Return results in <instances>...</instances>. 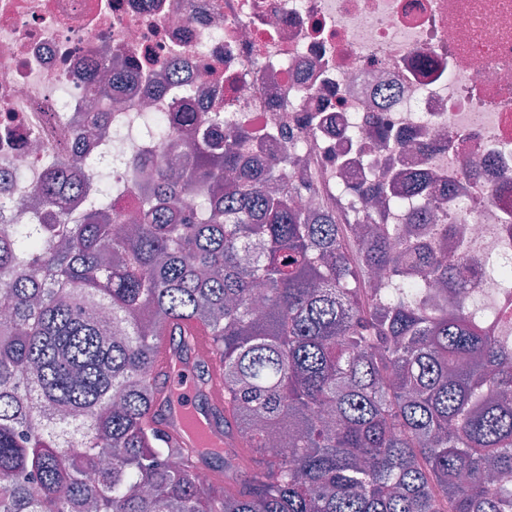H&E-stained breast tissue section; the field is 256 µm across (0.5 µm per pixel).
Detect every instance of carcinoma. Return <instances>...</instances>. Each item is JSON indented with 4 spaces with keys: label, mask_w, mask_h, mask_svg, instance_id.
I'll return each mask as SVG.
<instances>
[{
    "label": "carcinoma",
    "mask_w": 512,
    "mask_h": 512,
    "mask_svg": "<svg viewBox=\"0 0 512 512\" xmlns=\"http://www.w3.org/2000/svg\"><path fill=\"white\" fill-rule=\"evenodd\" d=\"M189 96L171 127L194 126L185 164L154 159L136 210L60 159L44 212L0 235V512H512V317L489 327L462 300L470 265L448 235L466 228L430 198L400 224L306 212L296 158L250 164L253 129L222 104L185 111ZM357 191L392 193L379 177ZM183 322L224 352L245 452L225 453L220 486L152 426L153 346Z\"/></svg>",
    "instance_id": "obj_1"
}]
</instances>
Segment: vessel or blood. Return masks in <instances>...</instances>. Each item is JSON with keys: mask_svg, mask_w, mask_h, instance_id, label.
<instances>
[{"mask_svg": "<svg viewBox=\"0 0 512 512\" xmlns=\"http://www.w3.org/2000/svg\"><path fill=\"white\" fill-rule=\"evenodd\" d=\"M150 383L171 445L198 454L235 447L224 432V354L206 327L185 323L160 337Z\"/></svg>", "mask_w": 512, "mask_h": 512, "instance_id": "1", "label": "vessel or blood"}]
</instances>
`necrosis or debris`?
I'll return each mask as SVG.
<instances>
[{
    "mask_svg": "<svg viewBox=\"0 0 512 512\" xmlns=\"http://www.w3.org/2000/svg\"><path fill=\"white\" fill-rule=\"evenodd\" d=\"M114 60L137 81L183 70L194 110L220 102L253 127L321 117L299 157L318 185L304 208L363 217L351 186L372 170L450 180L460 251L487 270L471 288L497 289L512 314L497 279L512 272V193L487 196L512 175V0H0V226L27 223L18 200L56 155H78L93 184L135 157L184 155L144 129L171 119L170 86L118 109L92 95L86 74Z\"/></svg>",
    "mask_w": 512,
    "mask_h": 512,
    "instance_id": "1",
    "label": "necrosis or debris"
}]
</instances>
